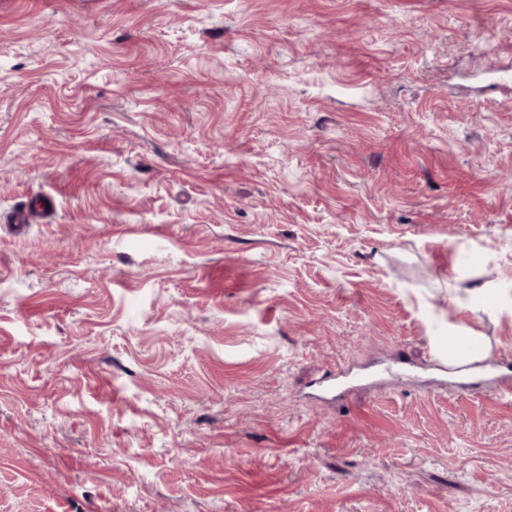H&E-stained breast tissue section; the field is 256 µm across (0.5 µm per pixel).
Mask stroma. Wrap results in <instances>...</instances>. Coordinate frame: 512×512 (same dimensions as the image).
<instances>
[{
	"label": "stroma",
	"instance_id": "35a3bbf8",
	"mask_svg": "<svg viewBox=\"0 0 512 512\" xmlns=\"http://www.w3.org/2000/svg\"><path fill=\"white\" fill-rule=\"evenodd\" d=\"M508 72L512 0H0V512H512Z\"/></svg>",
	"mask_w": 512,
	"mask_h": 512
}]
</instances>
